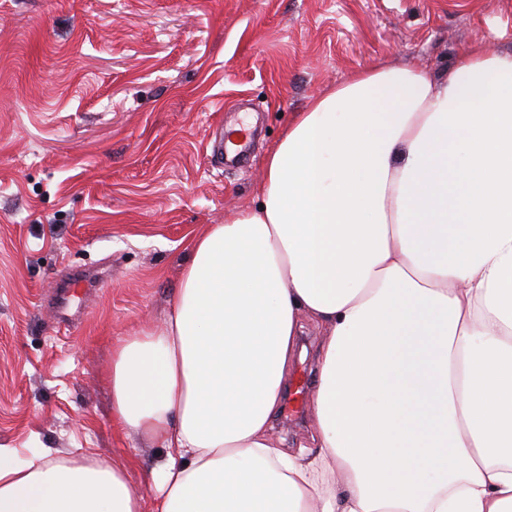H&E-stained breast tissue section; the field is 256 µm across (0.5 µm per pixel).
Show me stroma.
Wrapping results in <instances>:
<instances>
[{"mask_svg": "<svg viewBox=\"0 0 512 512\" xmlns=\"http://www.w3.org/2000/svg\"><path fill=\"white\" fill-rule=\"evenodd\" d=\"M512 51V0H0V444L124 465L154 512L161 450L112 421V352L160 325L204 224L255 207L263 160L356 68ZM240 165L212 157L227 127ZM306 326L273 419L313 424Z\"/></svg>", "mask_w": 512, "mask_h": 512, "instance_id": "obj_1", "label": "stroma"}]
</instances>
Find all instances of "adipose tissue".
I'll list each match as a JSON object with an SVG mask.
<instances>
[{"mask_svg":"<svg viewBox=\"0 0 512 512\" xmlns=\"http://www.w3.org/2000/svg\"><path fill=\"white\" fill-rule=\"evenodd\" d=\"M257 195L112 355L114 419L164 450L155 512H512V52L354 71L294 114ZM304 317L316 434L295 454L269 427ZM0 512L140 496L123 466L0 445Z\"/></svg>","mask_w":512,"mask_h":512,"instance_id":"1","label":"adipose tissue"}]
</instances>
